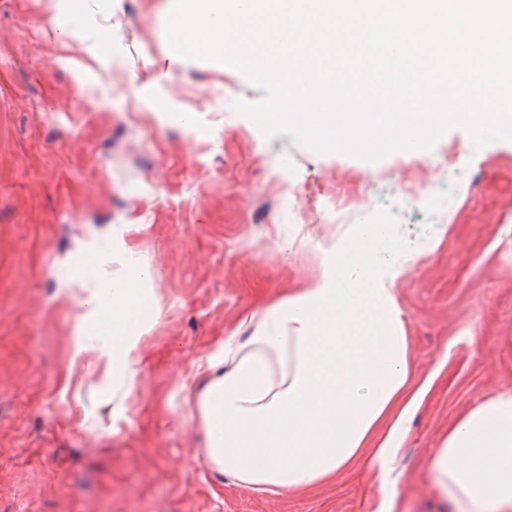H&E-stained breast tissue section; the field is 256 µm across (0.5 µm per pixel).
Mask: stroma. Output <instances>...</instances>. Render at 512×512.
<instances>
[{"mask_svg": "<svg viewBox=\"0 0 512 512\" xmlns=\"http://www.w3.org/2000/svg\"><path fill=\"white\" fill-rule=\"evenodd\" d=\"M173 3L0 0V512H455L426 462L512 390V144L471 152L453 127L372 163L266 139L234 108L263 90L171 49ZM338 191L340 214L323 206ZM124 224L162 316L118 405L96 352L73 355L62 279L89 236L107 250ZM361 224L395 225L410 256L395 288L410 387L428 389L394 470L380 481L362 458L299 494L238 486L208 464L180 385Z\"/></svg>", "mask_w": 512, "mask_h": 512, "instance_id": "1", "label": "stroma"}]
</instances>
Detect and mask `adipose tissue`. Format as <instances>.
I'll return each instance as SVG.
<instances>
[{
	"label": "adipose tissue",
	"instance_id": "obj_1",
	"mask_svg": "<svg viewBox=\"0 0 512 512\" xmlns=\"http://www.w3.org/2000/svg\"><path fill=\"white\" fill-rule=\"evenodd\" d=\"M391 224H362L322 250L308 286L260 312L249 336H226L194 394L210 464L255 491L301 493L360 457L386 473L407 437L409 343L395 282L409 256ZM153 273L122 234L109 254L87 245L64 280L81 312L75 355L97 353L113 390L133 386L139 342L161 316ZM429 475L460 512H512V391L482 401L449 430Z\"/></svg>",
	"mask_w": 512,
	"mask_h": 512
}]
</instances>
